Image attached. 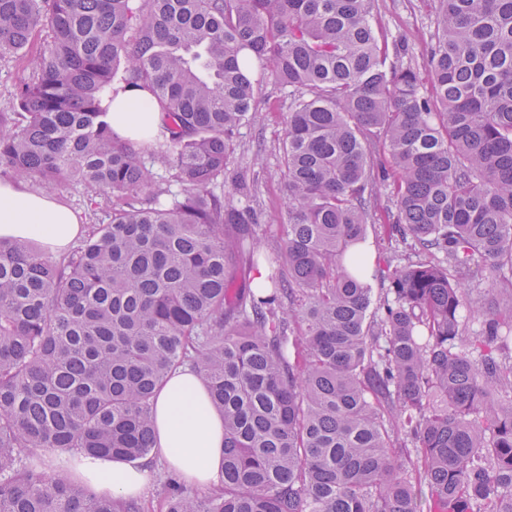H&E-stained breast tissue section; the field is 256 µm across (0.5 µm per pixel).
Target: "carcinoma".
I'll return each mask as SVG.
<instances>
[{
  "mask_svg": "<svg viewBox=\"0 0 512 512\" xmlns=\"http://www.w3.org/2000/svg\"><path fill=\"white\" fill-rule=\"evenodd\" d=\"M433 2L426 90L374 0H0V55L28 71L0 166L112 197L67 255L0 238V512H145L22 449L148 456L185 364L224 416L222 479L168 480L165 512H512V0ZM256 62L291 99L273 256L216 191ZM130 87L162 112L141 140L109 121ZM380 186L422 259L376 299ZM238 264L263 284L232 287Z\"/></svg>",
  "mask_w": 512,
  "mask_h": 512,
  "instance_id": "obj_1",
  "label": "carcinoma"
}]
</instances>
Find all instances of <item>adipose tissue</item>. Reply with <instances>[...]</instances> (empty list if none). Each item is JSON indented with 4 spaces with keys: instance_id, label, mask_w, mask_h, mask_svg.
I'll return each instance as SVG.
<instances>
[{
    "instance_id": "1",
    "label": "adipose tissue",
    "mask_w": 512,
    "mask_h": 512,
    "mask_svg": "<svg viewBox=\"0 0 512 512\" xmlns=\"http://www.w3.org/2000/svg\"><path fill=\"white\" fill-rule=\"evenodd\" d=\"M110 121L123 136L137 138L157 128L161 112L147 94L130 88L111 104ZM82 232L77 214L55 195L24 183H0V238L33 240L46 249L67 250ZM155 452L174 473L196 487L219 484L224 451V418L211 405L191 367L176 369L154 402ZM73 476L102 495H143L152 478L147 459L71 456Z\"/></svg>"
}]
</instances>
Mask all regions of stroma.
Listing matches in <instances>:
<instances>
[{
  "instance_id": "stroma-1",
  "label": "stroma",
  "mask_w": 512,
  "mask_h": 512,
  "mask_svg": "<svg viewBox=\"0 0 512 512\" xmlns=\"http://www.w3.org/2000/svg\"><path fill=\"white\" fill-rule=\"evenodd\" d=\"M376 19L389 37L405 35L408 52L405 62L417 69H425V50L434 31V13L430 0H376ZM258 112L253 125L242 128L235 139V146L226 158L224 199L236 206L251 207L259 217L261 240L264 250L276 251L281 243L283 228L279 223L284 214L285 190L281 171V144L286 131L290 103L288 95L273 80H265ZM246 173L248 189L237 183L239 173ZM58 198L78 212L82 224L96 223L95 209H108L107 196H93L85 185L70 183L58 187ZM368 255L379 277L374 288L387 287L386 262L416 261L417 255L408 249H394L383 226L367 227Z\"/></svg>"
}]
</instances>
